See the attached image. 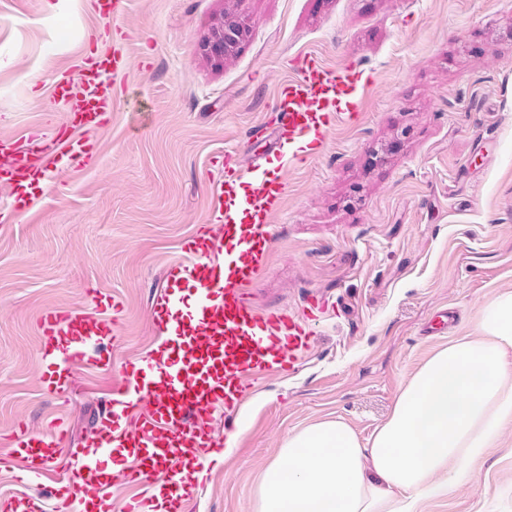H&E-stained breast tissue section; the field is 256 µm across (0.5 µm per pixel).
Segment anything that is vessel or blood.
Returning a JSON list of instances; mask_svg holds the SVG:
<instances>
[{
    "label": "vessel or blood",
    "mask_w": 512,
    "mask_h": 512,
    "mask_svg": "<svg viewBox=\"0 0 512 512\" xmlns=\"http://www.w3.org/2000/svg\"><path fill=\"white\" fill-rule=\"evenodd\" d=\"M126 65V56L104 49L55 76L47 97L64 104V120L48 133L30 128L0 137V185L20 198L56 171L80 169L90 137L112 109L111 76ZM359 79L353 67L301 56L273 107V133L285 161L299 159L304 145L325 141L333 122L352 121L347 107ZM209 164L217 170L214 216L184 240L183 256L166 267L150 308L162 340L148 357L124 367L125 391L113 398L95 441L82 448L83 464L55 487L56 512H88L92 505L110 512L118 483L138 489L126 512H185L210 466L223 458L215 413L234 412L257 376L295 370L312 346L309 323L325 312L324 302H309L299 315H263L249 296L270 258L282 172L240 150L214 155ZM92 301L96 313L49 309L38 320V375L47 392L69 387L75 362L92 370L112 364L103 347L116 332L121 302L107 293ZM63 442L59 425L40 433L19 425L13 436L22 464L18 480L45 470ZM8 512H43L41 493L10 497Z\"/></svg>",
    "instance_id": "b4317fda"
}]
</instances>
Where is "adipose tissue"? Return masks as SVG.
<instances>
[{"label":"adipose tissue","instance_id":"adipose-tissue-1","mask_svg":"<svg viewBox=\"0 0 512 512\" xmlns=\"http://www.w3.org/2000/svg\"><path fill=\"white\" fill-rule=\"evenodd\" d=\"M476 328L420 367L368 441L338 418L290 434L258 512H419L474 485L476 464L512 427L511 289L486 303Z\"/></svg>","mask_w":512,"mask_h":512}]
</instances>
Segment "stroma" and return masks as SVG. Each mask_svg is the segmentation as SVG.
I'll return each instance as SVG.
<instances>
[{"label":"stroma","instance_id":"35a3bbf8","mask_svg":"<svg viewBox=\"0 0 512 512\" xmlns=\"http://www.w3.org/2000/svg\"><path fill=\"white\" fill-rule=\"evenodd\" d=\"M84 2L51 24L48 0H0V136L61 121L47 109L53 77L113 41ZM229 8L249 33L219 66L200 45ZM121 23L149 65L119 78L97 163L59 172L0 224V500L27 490L15 480L18 422L64 433L66 452L38 481L47 490L124 391L123 366L157 340L162 271L212 214L210 156L270 152L257 129L294 58L312 51L373 82L358 125L288 166L250 297L262 312L297 313L315 296L330 306L294 373L263 376L233 416L215 417L230 444L188 510L257 512L290 432L339 417L369 440L418 368L475 335L485 302L512 289V0H126ZM90 288L124 304L112 368L78 364L66 391L42 390L38 316L83 309ZM443 312L454 324L431 336ZM476 471L474 487L421 512H512V428Z\"/></svg>","mask_w":512,"mask_h":512}]
</instances>
